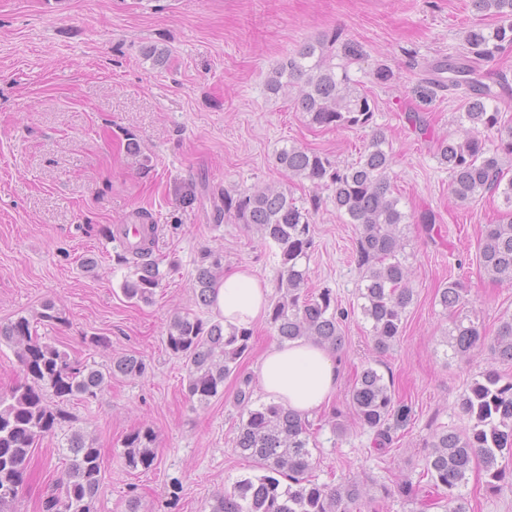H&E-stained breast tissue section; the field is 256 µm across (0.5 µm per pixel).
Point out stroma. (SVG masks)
Listing matches in <instances>:
<instances>
[{
    "instance_id": "35a3bbf8",
    "label": "stroma",
    "mask_w": 512,
    "mask_h": 512,
    "mask_svg": "<svg viewBox=\"0 0 512 512\" xmlns=\"http://www.w3.org/2000/svg\"><path fill=\"white\" fill-rule=\"evenodd\" d=\"M493 22L472 0H0V323L35 320L39 336L82 362L105 367L133 354L147 364L140 377L114 378L97 400L66 406L71 426L101 451L94 512H124L132 496L140 512H209L216 494L255 472L235 450L236 392L240 379L255 377L277 340L274 330L265 323L254 328L237 375L205 407H191L183 363L165 349L176 315H213L192 288L205 251H221L224 268L247 266L277 283L276 261L254 228L230 218L212 222L217 189L285 186L317 205L309 289H330L345 313L343 346L335 352L340 381L311 419L319 482L354 480L376 497L380 484L418 480L431 426L466 427L457 402L471 379L488 368L512 376V365L486 347L448 357L450 315L436 300L440 283L462 279L468 295L460 313L488 337L512 315V282L490 279L478 257L480 234L502 214V199L487 193L454 201L448 172L434 156L436 138L460 131L462 98L437 85L432 68L458 54L468 27ZM336 30L342 38L326 52L377 100L373 127L310 124L294 108L296 87L275 97L266 89L283 56ZM153 47L166 50L164 63L153 60ZM382 65L395 73L384 85L374 79ZM475 69L512 120V50ZM408 112L426 117V133L406 122ZM377 128L409 217L403 255L414 290L403 332L382 354L372 350L371 325L360 309L357 225L339 217L330 190L288 178L274 161L277 149L293 144L352 163ZM131 140L142 163L127 154ZM189 186L196 194L190 204L183 199ZM142 209L154 216L153 256L165 274L149 304L123 296L130 269L117 262L113 239L115 225L137 223ZM424 211L434 215L433 228L418 223ZM88 258L94 270L85 268ZM48 302L59 321H39ZM94 336L106 337L107 345H91ZM367 364L404 408L391 419L392 441L383 447L349 403ZM335 420L346 427L343 437L332 432ZM140 424L157 434L158 461L131 471L121 441ZM58 446L49 437L33 448L16 512H42L67 463ZM463 492L470 512H512V492H487L481 463L468 471Z\"/></svg>"
}]
</instances>
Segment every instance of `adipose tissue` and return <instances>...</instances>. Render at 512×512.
I'll use <instances>...</instances> for the list:
<instances>
[{
  "instance_id": "ef3b65f1",
  "label": "adipose tissue",
  "mask_w": 512,
  "mask_h": 512,
  "mask_svg": "<svg viewBox=\"0 0 512 512\" xmlns=\"http://www.w3.org/2000/svg\"><path fill=\"white\" fill-rule=\"evenodd\" d=\"M269 295L265 281L250 270L236 268L217 283L212 310L225 328L247 329L265 319ZM257 375L268 399L308 417L333 396L339 363L328 348L298 338L272 344L258 364Z\"/></svg>"
}]
</instances>
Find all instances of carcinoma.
I'll list each match as a JSON object with an SVG mask.
<instances>
[{
	"label": "carcinoma",
	"mask_w": 512,
	"mask_h": 512,
	"mask_svg": "<svg viewBox=\"0 0 512 512\" xmlns=\"http://www.w3.org/2000/svg\"><path fill=\"white\" fill-rule=\"evenodd\" d=\"M474 8L497 19L492 27L473 25L463 35L462 51L440 68L450 74L441 87L454 91L463 85L471 94L459 113L464 135L441 137L435 145L438 163L448 170V193L460 203H470L487 193L503 197L506 209L496 224H487L479 240V264L496 281H512V178L504 179V165L512 162V125L495 105L498 96L471 81L470 62L487 60L512 48V0H472ZM298 84L294 108L320 127H367L373 123L376 100L351 85L346 66L326 59L323 42L308 40L292 55L282 57L266 82L275 96L288 84ZM496 130L497 141L487 144L485 130ZM385 137H372L356 162L340 166L329 156L297 146H283L274 161L288 177L307 180L332 192L336 211L347 223L359 227L355 260L361 273L363 316L371 323L375 350L385 351L401 336L406 309L414 300L410 271L400 258L401 225L407 216L400 198L391 190L393 158L383 148ZM214 222L227 214L255 228L277 259V292L269 305L267 322L281 340L311 338L330 348L342 345L341 318L336 298L328 289L314 294L308 289L307 259L314 246L310 209L286 187L265 185L251 193L217 191ZM120 264L133 267L121 283L126 299L149 304L164 279L151 247L116 253ZM223 256L214 250L200 258L193 279L198 301L209 296L223 276ZM466 288L448 280L438 288L439 304L453 314L444 332L454 357H463L482 344L473 321L457 315L465 303ZM251 331L232 329L213 317L187 313L176 317L166 330L169 354L184 360L185 395L191 406L203 407L224 391V380L234 374L249 349ZM13 348L27 383L0 394V512H16L35 441L55 436L69 416L62 404L98 398L118 376L135 378L146 363L129 354L112 359L98 369L74 361L57 346L36 335L31 321L20 316L0 324V344ZM496 359L512 364V317L496 331ZM251 380L240 381L237 401L241 408L236 434L237 452L256 464L260 475L236 481L216 496L210 512H375L363 500L356 481L331 486L320 483L313 469L310 421L273 401H252ZM354 414L381 443L390 441L389 420L395 414V393L377 369L363 367L351 390ZM469 425L462 430L435 427L427 447L421 477L441 491L450 512H469L462 493L474 458L482 461L489 492L512 489V378L495 369L479 373L458 402ZM157 435L145 425L134 427L122 440L125 466L151 469L157 459ZM59 451L67 466L43 502V512H93L102 484L100 449L83 431L63 434Z\"/></svg>",
	"instance_id": "1"
}]
</instances>
